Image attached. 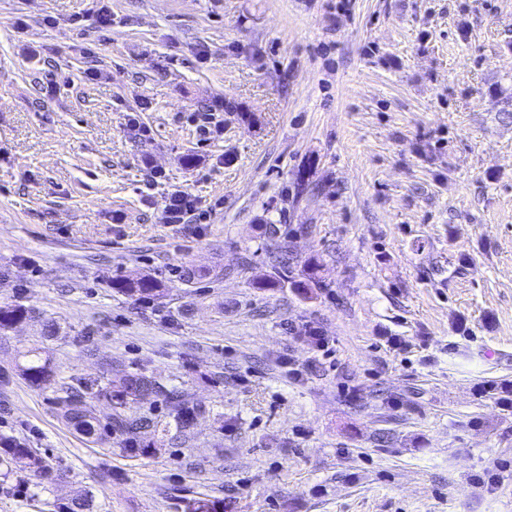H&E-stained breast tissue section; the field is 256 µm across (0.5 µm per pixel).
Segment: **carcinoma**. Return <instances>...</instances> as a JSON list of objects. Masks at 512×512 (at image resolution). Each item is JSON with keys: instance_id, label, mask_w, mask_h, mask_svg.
I'll use <instances>...</instances> for the list:
<instances>
[{"instance_id": "carcinoma-1", "label": "carcinoma", "mask_w": 512, "mask_h": 512, "mask_svg": "<svg viewBox=\"0 0 512 512\" xmlns=\"http://www.w3.org/2000/svg\"><path fill=\"white\" fill-rule=\"evenodd\" d=\"M116 288L139 300H151L162 292L161 284L149 276L124 280L116 284ZM32 314L31 309L21 304L0 308V330L8 329L23 320H30ZM23 358L24 363L20 365V371L28 382L37 387L51 383V369L41 349L31 348L23 354ZM84 389L86 385L81 382L67 387L65 396L60 398V404L64 417L89 442H96L106 435L115 438L126 452H148L150 445L141 443V434L149 428L158 427V423L145 416L130 417L123 414L121 409L130 400L148 402L162 396L166 401L169 415L177 425L187 428L194 419L195 409L186 404L176 388L168 389L157 378L144 373L119 369L116 379L108 378L105 383L97 385L92 396L85 397ZM100 398L108 402L110 413H97L93 400ZM0 451L10 461L22 464L36 475L48 474L43 459L23 443L14 442ZM184 512H224V502L191 499L184 505Z\"/></svg>"}]
</instances>
